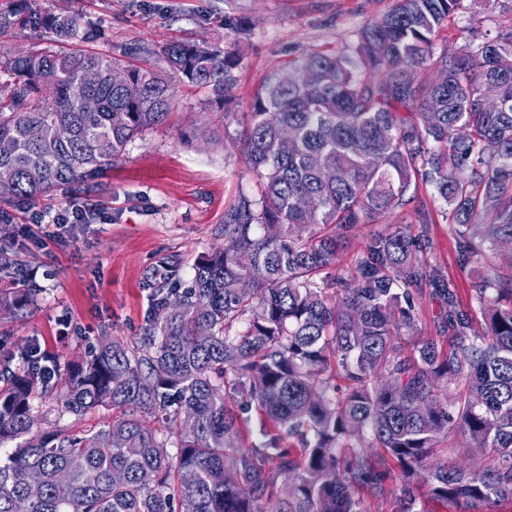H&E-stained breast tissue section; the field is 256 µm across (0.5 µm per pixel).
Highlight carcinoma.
<instances>
[{
	"mask_svg": "<svg viewBox=\"0 0 512 512\" xmlns=\"http://www.w3.org/2000/svg\"><path fill=\"white\" fill-rule=\"evenodd\" d=\"M393 0L357 33L353 55L311 52L273 75L240 138L262 196L224 215V246L200 256L191 285L153 284V312L131 341L105 340L62 383L0 370V512H361L395 499L494 512L512 504V31L435 56L458 11L492 0ZM51 42L0 49V197L65 196L112 167L163 122L174 90L163 72L56 43L94 37L78 15L30 3L0 31ZM170 70L224 100L236 54L184 41ZM492 83L501 108L488 111ZM431 187L448 207L471 305L434 275L429 240L400 224L362 225ZM431 286L451 332L424 334L417 298ZM28 303L0 286V316ZM482 319L483 332L473 330ZM58 416H120L84 433H35L36 394ZM261 441L251 440V413ZM457 434L486 469L437 459ZM177 449L171 455L161 452ZM366 448H378L375 455ZM427 487L418 493V482Z\"/></svg>",
	"mask_w": 512,
	"mask_h": 512,
	"instance_id": "1",
	"label": "carcinoma"
}]
</instances>
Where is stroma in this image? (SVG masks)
<instances>
[{"label":"stroma","instance_id":"35a3bbf8","mask_svg":"<svg viewBox=\"0 0 512 512\" xmlns=\"http://www.w3.org/2000/svg\"><path fill=\"white\" fill-rule=\"evenodd\" d=\"M53 11H79L98 29L87 49L122 58L138 47L140 63L166 70L163 48L177 41L238 49L233 103L223 110L211 89L175 83L166 120L130 142L123 156L91 186L70 198L13 203L0 223V246L13 264L0 282L26 289L22 314L0 320V363L24 368V351L38 346L65 375L102 339L140 335L152 309V283L175 264L189 285L197 258L224 244V213L241 198L258 199L259 180L240 146L255 97L270 75L314 51L347 52L359 29L383 16L392 0H40ZM244 20L243 29L232 20ZM512 30V0L457 13L435 40L436 52L466 41L491 40ZM218 129L216 141L202 131ZM425 205L428 261L469 303L472 279L457 262L446 207L430 187L417 190ZM102 213L70 236L53 237L31 225L33 209L58 210L68 200Z\"/></svg>","mask_w":512,"mask_h":512}]
</instances>
